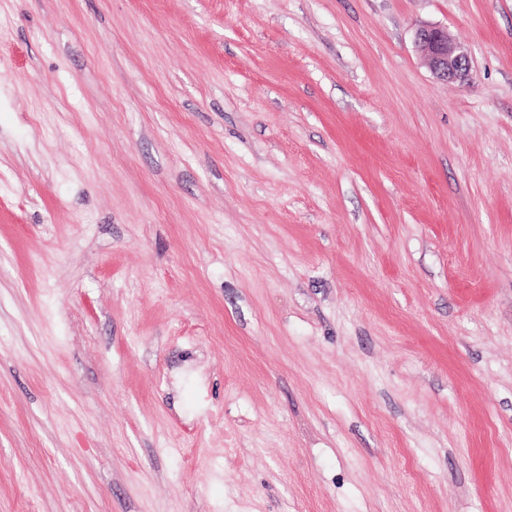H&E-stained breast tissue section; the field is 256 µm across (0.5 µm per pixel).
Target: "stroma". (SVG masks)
Masks as SVG:
<instances>
[{
	"label": "stroma",
	"mask_w": 512,
	"mask_h": 512,
	"mask_svg": "<svg viewBox=\"0 0 512 512\" xmlns=\"http://www.w3.org/2000/svg\"><path fill=\"white\" fill-rule=\"evenodd\" d=\"M0 31V512H512V0ZM415 43L424 63L439 80L455 82L469 77V51L452 41L445 29L437 26L419 28L415 34Z\"/></svg>",
	"instance_id": "1"
}]
</instances>
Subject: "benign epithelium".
Instances as JSON below:
<instances>
[{"mask_svg":"<svg viewBox=\"0 0 512 512\" xmlns=\"http://www.w3.org/2000/svg\"><path fill=\"white\" fill-rule=\"evenodd\" d=\"M415 43L421 57L436 78L455 82L466 80L471 71L469 51L452 41L448 32L437 26L418 29Z\"/></svg>","mask_w":512,"mask_h":512,"instance_id":"1","label":"benign epithelium"}]
</instances>
